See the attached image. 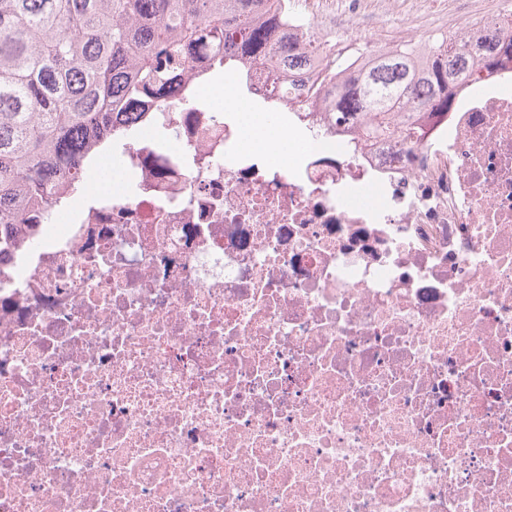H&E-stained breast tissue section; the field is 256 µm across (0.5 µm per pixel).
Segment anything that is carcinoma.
<instances>
[{"mask_svg": "<svg viewBox=\"0 0 512 512\" xmlns=\"http://www.w3.org/2000/svg\"><path fill=\"white\" fill-rule=\"evenodd\" d=\"M295 0H0V231L5 224H44L58 188L61 205L79 200L88 161L112 145L124 109L163 92L169 76L205 50L211 75L224 74L231 51L271 58L288 70L314 62L323 45L289 47ZM404 45L352 79L330 99L341 116L361 121L362 136L392 133L389 112L405 99L412 111L446 112L454 80L476 61L512 56V42L441 37ZM351 57L326 59L336 79Z\"/></svg>", "mask_w": 512, "mask_h": 512, "instance_id": "obj_1", "label": "carcinoma"}]
</instances>
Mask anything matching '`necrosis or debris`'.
<instances>
[{
  "label": "necrosis or debris",
  "instance_id": "4bbe7bcc",
  "mask_svg": "<svg viewBox=\"0 0 512 512\" xmlns=\"http://www.w3.org/2000/svg\"><path fill=\"white\" fill-rule=\"evenodd\" d=\"M512 40V0H301ZM194 65L127 177L0 240V512H512V60L362 138L311 76L224 73L308 137L272 164Z\"/></svg>",
  "mask_w": 512,
  "mask_h": 512
}]
</instances>
